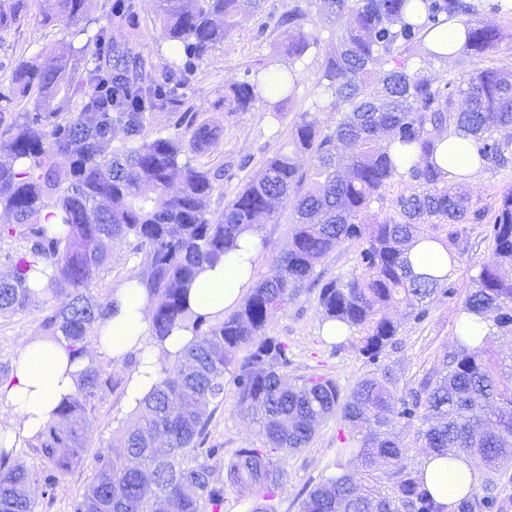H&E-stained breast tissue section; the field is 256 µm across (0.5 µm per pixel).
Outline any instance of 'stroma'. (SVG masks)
Masks as SVG:
<instances>
[{"label":"stroma","instance_id":"obj_1","mask_svg":"<svg viewBox=\"0 0 512 512\" xmlns=\"http://www.w3.org/2000/svg\"><path fill=\"white\" fill-rule=\"evenodd\" d=\"M140 27L136 34L121 28L113 29L112 38L143 53L166 54L158 20L156 0H136ZM291 0H264L261 10L244 17L224 41L215 45L200 62L186 88V99L200 123L215 127L217 137L209 149L191 154L192 165L204 168L227 166L229 175L217 185L209 200L208 209L220 214L241 186L258 177L267 157L287 149L289 131L299 113L311 111L321 127H334L337 115L312 110L314 81L321 62L331 54L336 44L333 27L317 21L318 43L311 48L304 66L299 69V87L292 104L283 112L273 114L261 108L247 112H230L224 107V96L232 83L246 77L247 69L270 56H283V38L274 25ZM71 40L65 26L47 27L28 19L8 32L0 34V89H8L11 71L18 62L36 57L41 52L62 47ZM512 184V166L502 169H479L461 189L473 203L483 207L487 216H494L499 205V193ZM484 228L478 224L466 227V250L455 260L449 281L456 290L454 297L437 296L429 305L427 319L420 324L403 319L400 311L389 315L399 322L396 348L387 349L381 362L390 367L398 378L399 390H407L441 359L451 344L460 314L461 302L472 288V279L479 267L491 255L483 240ZM141 255L132 252L122 240L109 246V258L93 285L96 296H106L130 275L140 269ZM65 297L42 295L30 298L24 311L0 314V364L15 363L26 341L41 335V320L47 308L63 306ZM322 315L316 292H304L285 303L277 313L269 335L287 342L292 352L289 377L328 375L336 379L343 391H350L368 366L357 349L356 336L336 343L321 333ZM101 365L112 377V386L104 390L90 416L91 447L82 464L76 467L57 487L54 497H46L40 484H31L29 496L36 503V512H70L72 499L83 492L93 469V455L112 447V435L131 418L124 405L127 374L131 369L126 361L101 358ZM341 423L329 419L321 424L307 448L288 455L282 465L286 475L274 500L276 512H301V502L307 492L322 480L337 473V439ZM211 439L223 443L225 454L256 442L255 427L250 418L240 412L233 387L224 390V402L211 414Z\"/></svg>","mask_w":512,"mask_h":512}]
</instances>
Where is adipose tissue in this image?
I'll list each match as a JSON object with an SVG mask.
<instances>
[{
	"instance_id": "1",
	"label": "adipose tissue",
	"mask_w": 512,
	"mask_h": 512,
	"mask_svg": "<svg viewBox=\"0 0 512 512\" xmlns=\"http://www.w3.org/2000/svg\"><path fill=\"white\" fill-rule=\"evenodd\" d=\"M435 161L445 179L456 183L469 181L480 167L468 141L446 132L436 138ZM256 240L255 232H243L238 249L214 266L204 267L188 292L194 311L220 319L239 306L253 284ZM408 258L418 273L440 278L453 270L447 248L438 242L416 243ZM111 300L114 312L101 325L95 347L115 361L141 352L142 362L129 374L127 383L126 405L133 409L155 384L161 359L175 357L189 346L192 333L179 329L163 341L151 340L150 303L137 281L115 288ZM84 367V361L72 359L64 344L45 336L30 339L10 376L0 380V404L12 412L8 423L0 426V440L9 446L15 440L35 437L53 420L58 405L77 394ZM421 469L429 491L448 510L480 481V473L469 459L428 456Z\"/></svg>"
}]
</instances>
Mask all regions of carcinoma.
Here are the masks:
<instances>
[{"instance_id":"cac0c4a2","label":"carcinoma","mask_w":512,"mask_h":512,"mask_svg":"<svg viewBox=\"0 0 512 512\" xmlns=\"http://www.w3.org/2000/svg\"><path fill=\"white\" fill-rule=\"evenodd\" d=\"M265 0H159V20L171 58L162 69L139 53L112 42V25L135 31L134 0H112L106 23L89 31L85 0H53L38 21L62 23L72 38L17 63L11 93H0V123L15 111L16 99L31 103L0 133V210L12 223L0 225V239L23 236L26 245L12 258V275L0 280V313L28 304L27 274L45 262L53 269L42 289L66 294L69 303L50 308L43 335L66 342L75 359L89 358L77 396L61 403L57 419L27 441L39 449L44 468L34 472L10 464L14 450L0 448V512H35L27 494L32 483L53 496L60 480L78 466L90 442L89 415L112 377L90 358L108 299L92 294L107 259L105 242L123 238L143 254L133 274L152 305V337L161 341L176 329L193 333L191 344L172 365L160 363L159 379L135 412L113 435L112 450L94 455V469L72 512H223L226 488L249 489L253 512H273L271 501L285 476L279 453L307 447L330 418L348 429L338 456L357 462L310 490L301 512H443L416 468L390 474L393 496L375 494L371 481L380 459L398 460L404 437L414 431L426 452L478 462L481 484L460 498L453 512H507L499 485L512 468V367L491 356L490 342L512 335V188L500 194L485 238L492 259L481 265L461 313L481 316L489 336H453L451 349L425 372L418 386L397 393V379L380 364L399 324L383 313L406 304L405 317L426 320L430 299L453 296L447 279L414 272L408 251L418 242L438 241L450 260L461 252L459 224H481L486 210L471 203L444 179L434 160L435 136L448 131L469 137L484 165L512 160V67L498 66L497 27L477 19L480 12L511 14L507 0H293L276 21L287 42L288 63L268 58L231 85L224 97L230 112L257 105L282 111L298 87L297 65L317 37L314 10L335 27L336 49L317 76L312 106L337 112L333 129L321 128L310 113L294 122L289 152L267 158L265 173L246 183L217 217L208 200L226 170L200 168L182 160L203 152L216 139L213 128L196 123L184 107L183 88L198 63L235 29L248 9ZM32 0H0V32L19 25ZM457 21L465 28L464 49L473 72L438 79L430 72L442 55L425 47L428 32ZM464 97L465 107L456 108ZM171 113V131L149 138L147 113ZM125 139L112 147V123ZM397 144L415 150L410 167L399 172L390 153ZM310 156L300 169L295 155ZM67 168V183L59 177ZM403 187L387 197L395 178ZM293 215L288 252L270 262L238 309L220 323L188 305L187 291L204 266H213L237 247L245 230L260 232L279 217L273 203ZM390 214L370 221L373 204ZM56 226H48L50 219ZM343 241L360 245L354 270L324 279L321 262ZM318 290L325 320L349 325L358 351L372 366L343 396L327 376L287 381L292 364L288 344L270 336L281 306ZM237 406L258 426L260 446L235 450L224 465L226 479L214 477L211 462L223 445L208 438L210 403L224 402L225 376ZM167 441L161 453L157 439Z\"/></svg>"}]
</instances>
